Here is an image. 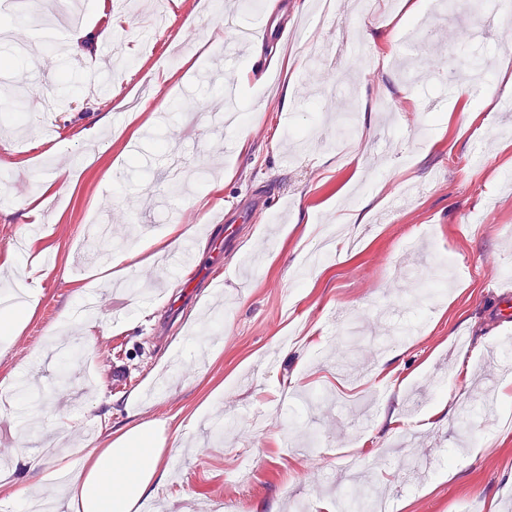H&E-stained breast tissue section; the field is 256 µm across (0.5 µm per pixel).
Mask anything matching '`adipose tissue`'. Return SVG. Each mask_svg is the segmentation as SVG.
I'll list each match as a JSON object with an SVG mask.
<instances>
[{"mask_svg":"<svg viewBox=\"0 0 512 512\" xmlns=\"http://www.w3.org/2000/svg\"><path fill=\"white\" fill-rule=\"evenodd\" d=\"M194 234L193 225H171L166 235L147 240L140 247L115 249L109 263L128 269L139 267L143 251H172ZM161 456L152 423L134 421L117 428L108 448L85 451L86 464L80 470L73 472L68 463H59V471L70 474L67 494L57 503L59 512H133L136 502L153 490Z\"/></svg>","mask_w":512,"mask_h":512,"instance_id":"ef3b65f1","label":"adipose tissue"}]
</instances>
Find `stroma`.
<instances>
[{
	"label": "stroma",
	"instance_id": "obj_1",
	"mask_svg": "<svg viewBox=\"0 0 512 512\" xmlns=\"http://www.w3.org/2000/svg\"><path fill=\"white\" fill-rule=\"evenodd\" d=\"M26 2L11 0L0 40V290L36 265L45 276L0 340V441L46 471L63 455L78 468L76 446L105 447L139 411L164 440L167 474L136 512H313L355 485L390 512H507L501 34L480 38L462 6L418 21L401 0H347L313 18L308 42L255 57L234 38L209 41L215 0H40L33 13ZM421 26L458 39L408 55ZM243 204L253 216L236 249L214 253L212 219ZM185 219L214 284L189 285L161 255L122 277L146 302L111 318L106 260L87 259L100 237L114 249L129 230L141 241ZM451 252L458 263L437 270ZM53 328L61 364H25ZM245 470L252 482L238 483Z\"/></svg>",
	"mask_w": 512,
	"mask_h": 512
}]
</instances>
